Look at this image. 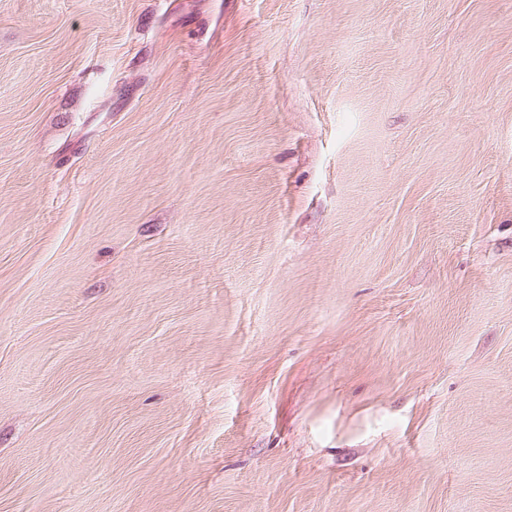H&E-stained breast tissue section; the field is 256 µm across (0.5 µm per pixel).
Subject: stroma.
<instances>
[{
	"mask_svg": "<svg viewBox=\"0 0 512 512\" xmlns=\"http://www.w3.org/2000/svg\"><path fill=\"white\" fill-rule=\"evenodd\" d=\"M0 512H512V0H0Z\"/></svg>",
	"mask_w": 512,
	"mask_h": 512,
	"instance_id": "obj_1",
	"label": "stroma"
}]
</instances>
